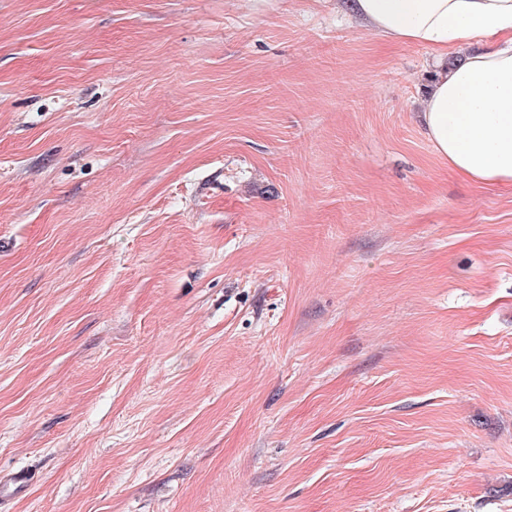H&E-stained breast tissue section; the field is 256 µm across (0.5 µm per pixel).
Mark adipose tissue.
Masks as SVG:
<instances>
[{
	"instance_id": "adipose-tissue-1",
	"label": "adipose tissue",
	"mask_w": 512,
	"mask_h": 512,
	"mask_svg": "<svg viewBox=\"0 0 512 512\" xmlns=\"http://www.w3.org/2000/svg\"><path fill=\"white\" fill-rule=\"evenodd\" d=\"M383 39L460 52L442 69L418 114L425 136L451 171L512 185V0H345Z\"/></svg>"
}]
</instances>
